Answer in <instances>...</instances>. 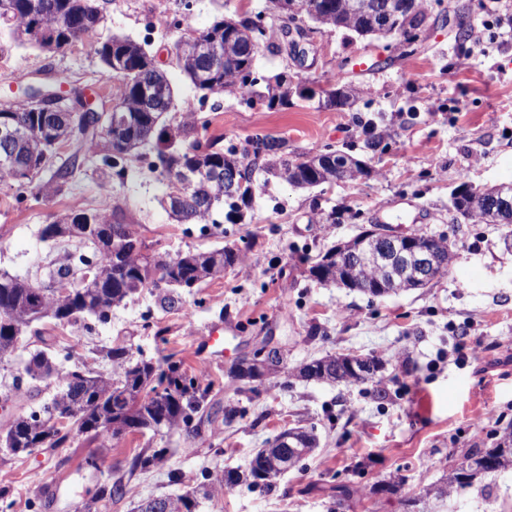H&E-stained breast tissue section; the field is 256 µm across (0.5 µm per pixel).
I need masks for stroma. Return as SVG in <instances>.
I'll return each instance as SVG.
<instances>
[{
	"instance_id": "35a3bbf8",
	"label": "stroma",
	"mask_w": 512,
	"mask_h": 512,
	"mask_svg": "<svg viewBox=\"0 0 512 512\" xmlns=\"http://www.w3.org/2000/svg\"><path fill=\"white\" fill-rule=\"evenodd\" d=\"M104 22L92 36L62 53L0 43V103L20 104L22 88L61 79L108 109L120 88L95 47L112 35L132 37L167 71L175 101L167 124L179 122L199 95L174 67L168 50L182 29L203 30L236 14L271 23L266 0H100ZM483 0H429L421 44L413 54L382 39L345 30L315 35L304 63L274 52L261 55L258 74L288 70L307 98L268 107L241 103L236 92L204 102L198 113L206 136L240 146L254 133L287 139L292 151L317 153L352 148L372 169L355 182L300 189L278 180L256 188L248 224L201 231L172 221L161 201L165 180L146 160H132L124 181L113 180L98 157H86L61 191L42 199L0 183V270L42 281L45 268L76 247L73 239L44 241L52 215L101 209L118 211L149 252L175 255L236 244L246 261L161 308L143 293L113 308L100 324H40L24 350L42 344L67 348L74 360H91L109 346L134 358L177 353L187 373L206 367L213 384L198 434L133 433L111 448L73 434L57 448H37L0 466V490L11 512H74L76 505L122 481V498L103 497L105 512H135L143 499L179 494L205 473L246 467L253 452L287 427H315L319 446L302 469L287 473L269 493L241 485L202 501L197 512H325L333 480H346L357 458L366 469L355 512H403L398 497L371 486L407 479L416 493L446 474L466 449L490 446L495 431L512 425V249L492 225L455 220L451 192L462 183L494 185L512 180V28L497 26ZM168 14L181 28L147 33L151 15ZM482 33L461 49L458 24ZM354 89L350 106H321V82ZM373 121L383 151L364 146L363 124ZM335 222H326L327 213ZM404 233L420 227L446 235L454 258L448 276L428 288L370 297L310 279L303 255L324 252L371 225ZM319 335L310 336L311 327ZM223 333L221 348L208 341ZM468 336L478 354L459 361L456 346ZM283 351L286 372L245 385L228 370L264 344ZM361 354L382 360L383 378L365 384L305 382L290 369L328 354ZM241 408L231 423L224 411ZM145 448H164L163 465L129 473ZM104 460L100 469L86 460ZM452 512H512V471L487 480L449 502Z\"/></svg>"
}]
</instances>
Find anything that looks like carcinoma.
<instances>
[{
	"label": "carcinoma",
	"instance_id": "obj_1",
	"mask_svg": "<svg viewBox=\"0 0 512 512\" xmlns=\"http://www.w3.org/2000/svg\"><path fill=\"white\" fill-rule=\"evenodd\" d=\"M273 19L278 25L270 37V29L258 28L248 15L216 21L210 26L204 43L193 49L179 48L172 43V57L177 67L192 83L209 84L211 95H221L227 88L248 94L252 100L255 87L265 84L268 107L289 104L291 83L288 71L269 77L257 76V57L264 50L279 54L287 52L285 36L290 30L300 32L306 17L318 33L346 29L359 36H376L411 46L418 40L416 30L427 18L426 0H269ZM103 19L99 0H0V28L19 46L40 48V33L53 27L58 32L57 51L62 52L81 40L89 26ZM110 52L124 58V67L109 73L122 80L116 100L118 111L112 119H101L98 112H57L39 107L18 111L8 103L0 104V119H9L17 136L12 141L18 167L0 165V180L17 186H35L46 198L58 192L72 176L78 153L95 155L99 147L103 165L122 177L126 163L139 148L155 142V155L149 171L167 178V167L177 159L184 166L198 170L194 184L179 187L175 192L185 200L168 215L179 224H200L202 228L220 227L225 217L232 224H244L251 209L257 176L264 181L283 180L300 188H313L336 180L353 181L370 170L365 161L342 150L331 157L323 153L288 151V140L256 135L242 148L234 145L218 149L220 139L205 141L199 137L195 116L186 114L175 126H159L160 120L173 104V89L166 73L152 64L150 54L128 36H113L105 42ZM61 145H74L76 150L57 167L55 140ZM243 183L234 193L216 188L208 181L213 176ZM456 217L475 224H499L503 239H512V196H501L493 189L474 191L464 183L450 198ZM60 224L58 216L41 230L44 240L75 238L90 246L91 252L73 259L65 257L53 277L54 284L45 286L0 271V363L11 360L20 348V340L45 320L59 325H76L88 318L99 323L110 320L112 308L143 291L157 290V301L163 308L173 309L182 300V293L216 277L243 261L245 253L232 246L208 251L188 250L182 259L166 269L159 256L144 252L143 242L131 225L124 223L117 212H80L66 216ZM419 244L433 252L434 269L429 281L448 275L452 251L445 236L435 237L415 228L410 231ZM309 263L308 277L323 284L352 288L371 296L398 294L423 288L425 284L403 281L405 264L394 259L385 265L366 263L351 274L348 260L336 259L331 247ZM83 270L80 282L69 280L74 269ZM112 364V373L104 376L94 366L82 361L69 368L59 367V360L68 358L64 350L50 346L29 353L24 375L29 392L40 395L41 384L57 380L58 390L40 409L13 419L3 432L6 441L0 449L8 455L24 453L29 448H58L74 430L88 438L104 442L129 433L180 429L194 430V422L204 411L210 389L200 374L189 375L182 362L169 355L153 361L133 360L125 346L100 351ZM337 355H327L303 365L296 377L303 381L360 383L375 377L382 364L370 358L373 373L361 376L343 365L336 369ZM237 381H249L253 367L243 359L228 371ZM316 436L305 428L294 429L291 446L277 440L256 451L247 471L227 469L205 479L191 490L176 496L149 497L140 502L136 512H194L199 497L208 499L224 490L228 477L253 489L269 492L289 471L301 468L314 451ZM166 449L149 448L134 457L130 471H146L164 460ZM0 456V462L8 461ZM512 470V429L506 427L493 434L488 448H469L451 466L448 476L438 485L450 494H460L494 470ZM353 481L333 487L327 512H348L357 506L353 498ZM434 486L419 495H406L402 502L409 512H431L427 496Z\"/></svg>",
	"mask_w": 512,
	"mask_h": 512
}]
</instances>
